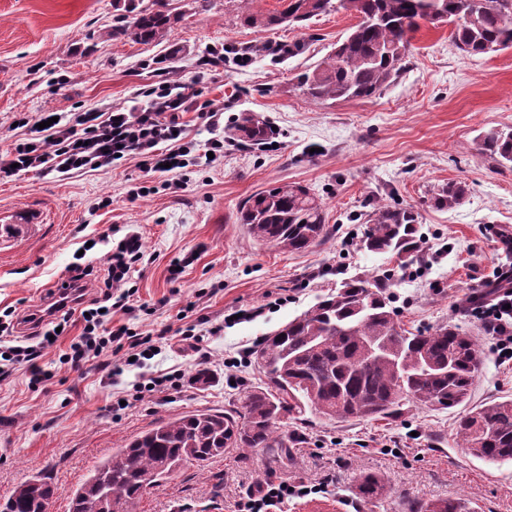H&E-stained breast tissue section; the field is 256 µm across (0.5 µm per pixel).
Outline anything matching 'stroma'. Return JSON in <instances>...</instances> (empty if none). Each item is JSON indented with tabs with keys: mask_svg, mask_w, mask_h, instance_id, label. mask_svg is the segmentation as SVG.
Returning <instances> with one entry per match:
<instances>
[{
	"mask_svg": "<svg viewBox=\"0 0 512 512\" xmlns=\"http://www.w3.org/2000/svg\"><path fill=\"white\" fill-rule=\"evenodd\" d=\"M115 0H0V150L21 138L19 119L74 115L120 105L163 70L191 81L198 103L224 104V154L189 167L183 190L137 160L76 173L20 172L0 181V213L38 208L32 235L0 243V313L39 306L77 261L100 266L110 243L136 232L150 254L128 314L117 322L147 334L166 330L159 352L118 377L61 363L70 336L47 350L49 380L31 386L24 365L0 382V498L25 478L49 475L50 512H69L75 490L112 449L157 423L197 410L234 414L241 393L265 377L251 355L270 332L335 291L343 279L390 270L386 255L359 240L377 205L413 208L424 241L417 279L391 288L395 318L408 330L459 324L484 348L470 405L512 399V366L459 303L511 259L497 250L512 230V164L480 148L482 134L512 127V49L470 57L447 24L422 23L400 76L370 98L318 103L295 83L356 25L345 11L314 17L303 29L244 25L224 0H170L175 21L165 41L116 38ZM285 43L294 53L236 64L241 48ZM223 63L210 61V53ZM273 127L266 144L234 128L242 113ZM149 182V196L131 199ZM466 185L453 210L432 206L436 189ZM298 183L323 204L328 240L303 252L260 246L238 222L241 204L273 186ZM109 207H100L103 197ZM109 234V243L100 235ZM193 330L209 353L200 362L185 340ZM184 371L181 393L133 399L144 376ZM131 396L121 414L112 399ZM458 409L406 404L395 420L336 423L305 414L288 419L279 448L230 449L185 465L147 490L132 512H232L268 474L322 484L282 512H404L416 500L467 498L475 512H512V461L490 463L461 448ZM382 477L390 493L362 501L359 474Z\"/></svg>",
	"mask_w": 512,
	"mask_h": 512,
	"instance_id": "35a3bbf8",
	"label": "stroma"
}]
</instances>
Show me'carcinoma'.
Returning a JSON list of instances; mask_svg holds the SVG:
<instances>
[{"label":"carcinoma","instance_id":"obj_1","mask_svg":"<svg viewBox=\"0 0 512 512\" xmlns=\"http://www.w3.org/2000/svg\"><path fill=\"white\" fill-rule=\"evenodd\" d=\"M284 8L241 12L254 27L277 28L306 22L339 10L358 23L313 69L298 76L309 98L327 102L367 98L391 83L405 67V57L420 22L451 23V37L464 53L494 55L512 48V0H282ZM121 12L115 37L149 45L161 42L172 24L169 0H116ZM244 138L259 143L268 128L249 112L241 117ZM482 150L512 163V129H490ZM466 186L450 181L432 197L437 209L452 210L466 197ZM241 224L259 244L301 252L325 241L323 205L308 189L294 184L272 187L248 197ZM418 216L408 208L381 205L360 247L388 255L401 270L421 251ZM392 277L355 276L336 292L269 333L252 355L266 386L244 395L237 416L196 411L158 423L102 460L74 492L70 512H129L146 492L174 477L187 463L202 464L229 448H272L282 419L306 411L327 421L396 418L407 403L450 409L463 404L475 381L469 355H481L477 337L453 325L411 333L394 320L390 307ZM382 354L366 362L364 350ZM457 432L464 448L484 460L512 459V399L465 409ZM358 495L372 501L387 496L382 478L361 474ZM53 497L48 478L34 475L16 485L0 512H47ZM408 512H472L463 498L414 502Z\"/></svg>","mask_w":512,"mask_h":512}]
</instances>
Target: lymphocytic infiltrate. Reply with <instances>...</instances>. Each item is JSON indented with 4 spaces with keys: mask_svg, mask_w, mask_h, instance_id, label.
<instances>
[{
    "mask_svg": "<svg viewBox=\"0 0 512 512\" xmlns=\"http://www.w3.org/2000/svg\"><path fill=\"white\" fill-rule=\"evenodd\" d=\"M195 110V92L190 82L164 78L143 93L142 100L122 106H109L100 111L81 113L76 120L59 115L50 122L41 113L45 128L31 126V135L15 140L0 152V179L14 176L16 170L37 169L43 172L68 173L87 168H109L114 163L139 159L146 172L170 170L172 189L183 188L185 170L192 166L195 142L180 120L183 113ZM146 252L137 236L120 240L105 256V272L97 274L91 266H76L70 280L79 291L70 303L57 301L47 308L28 311L21 323L39 329L42 339L34 345L12 346L8 360L25 365L32 384L48 379L50 372L42 363L52 347L55 328L68 327L71 319H79L81 332L61 359L72 367L95 361L99 371L118 372V365L107 361L109 352H124L126 357L144 356L152 348L151 337L132 328L111 325L113 314L129 309L133 296L134 275L144 263ZM96 293H89V286ZM486 290L469 297L471 311L483 323L488 335L496 341L497 361L512 364V268L498 267ZM305 482L283 478L267 479L258 490L246 493L234 503V512H272L293 497H302Z\"/></svg>",
    "mask_w": 512,
    "mask_h": 512,
    "instance_id": "lymphocytic-infiltrate-1",
    "label": "lymphocytic infiltrate"
}]
</instances>
